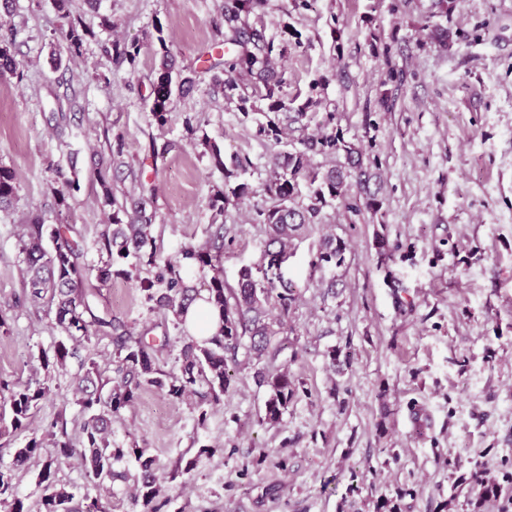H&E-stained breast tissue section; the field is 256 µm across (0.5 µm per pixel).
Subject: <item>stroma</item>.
Wrapping results in <instances>:
<instances>
[{"instance_id": "35a3bbf8", "label": "stroma", "mask_w": 512, "mask_h": 512, "mask_svg": "<svg viewBox=\"0 0 512 512\" xmlns=\"http://www.w3.org/2000/svg\"><path fill=\"white\" fill-rule=\"evenodd\" d=\"M437 3L266 0L249 22L287 46L276 60L281 94L315 99L316 120L269 114L263 100L239 112L205 77L176 98L162 129L150 118L159 56L170 51L197 71L216 50L232 57L224 0H70L90 30L74 57L52 0H15L0 12L24 75L0 78V167L17 186L0 210V379L29 378L39 347L55 338L46 306L22 293V224L39 215L76 225L86 263L98 261L94 239L112 209L94 153L112 156L106 179L117 198L156 210L154 234L170 258L205 241L209 198L224 185L202 138L247 159L253 192L231 201L225 218L221 268L233 286L265 250L258 211L278 147L259 126L276 119L296 146L331 112L337 133L377 159L382 205L374 214L325 208L322 224L294 243L288 275L300 296L281 360L302 383L298 397L279 423L265 422V390L243 360L205 429L193 401L147 390L113 419L112 441L157 457L167 512H376L399 489L402 512H470L472 469L497 479L512 469V0H454L446 14ZM109 42L138 44V63L108 59ZM188 116L196 134L184 128ZM166 140L173 149L153 156ZM58 167L80 184L64 208L53 195ZM381 233L397 246L385 258L374 246ZM326 234L347 249L343 263L318 267ZM93 304L135 333L163 336V314L143 307L132 282L112 279ZM76 371L72 361L57 375L36 430L62 413L78 435ZM203 445L217 451L198 475L171 478L177 457Z\"/></svg>"}]
</instances>
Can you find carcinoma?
<instances>
[{
	"instance_id": "obj_1",
	"label": "carcinoma",
	"mask_w": 512,
	"mask_h": 512,
	"mask_svg": "<svg viewBox=\"0 0 512 512\" xmlns=\"http://www.w3.org/2000/svg\"><path fill=\"white\" fill-rule=\"evenodd\" d=\"M53 3L65 20L62 33L67 53L81 55L87 29L77 28L68 9L69 0ZM263 5L264 0H229L224 4V25L230 32L227 43L238 47L228 60L214 62L199 72H188L176 67L169 51H164L153 82L150 107L151 118L158 127L168 123L175 93L193 90L202 73L211 74L212 88L225 98L237 99L242 112L254 111L256 106L250 97L238 92L235 74L262 84L265 94L261 99L270 101L269 110H288V102L278 96L280 81L274 70V44L249 25L250 16ZM10 45L12 40L0 34V76L9 74L21 81L23 75L17 72ZM103 51L110 58L133 65L140 46L113 42L104 46ZM202 145L213 166L224 172V189L209 201L210 231L205 242L182 247L175 261L163 256L153 235L155 213L147 212L143 205L128 212L109 188L106 171L101 168L97 172L104 204L112 207V217L111 223L102 225L97 235L96 279L101 285L115 277L134 282L148 311L171 317L172 330H164L160 345L147 341L142 334H134L119 318L101 316L95 311L89 301V268L78 242L80 232L74 226L46 224L38 216L23 225L20 254L26 267L24 299L46 303L53 313L51 328L59 338L50 347L38 350L43 377L0 382V437L29 429L40 401L51 390L54 375L66 369L69 359L80 357L81 350L89 349L92 340L110 339L112 375H107V369L101 368L91 356L81 361L75 392V404L83 418L78 441H73L67 420L60 415L44 433H32L24 446L14 449L9 461L0 457V512H110L109 501L103 497L112 496L115 482L129 480L134 486L132 504L140 512H165L168 500L157 484V459L145 448L113 447L112 417L132 405L143 390L153 388L177 401L195 398L197 428H205L208 409L223 403L231 388V366L237 364L241 349L255 361L254 378L266 389L264 420L280 421L296 399L299 382L287 366L279 363V357L288 340V314L298 298L297 288L288 277L286 266L275 268L270 264L260 277L245 269L236 286L224 283L216 263L224 254L225 205L232 198H247L252 190L241 179L246 165L239 156L222 155L220 148L207 139L202 140ZM340 152L344 162L325 170L310 164L313 155ZM372 177L363 151L344 141L334 127L301 142L299 148L279 151L274 169L263 185L270 204L259 212L268 236L265 255L274 253L284 263L288 262L294 241L322 223L324 207L337 200L354 213L377 211L380 200L370 191ZM57 180L60 187L54 192L58 202L64 204L70 192L79 187L78 178H68L59 171ZM15 194L14 175L0 167V206ZM346 249L343 240L324 238L314 266L332 260L341 263ZM185 259L214 271L206 285L208 302L222 312L223 328L201 343L187 334L180 319V312L200 292L182 273ZM177 345L180 349L174 358L176 369L168 370L170 347ZM215 452L217 449L204 445L192 457L180 455L171 479L194 476L201 458ZM74 457L82 467L87 485L100 495L91 498L59 480L62 464ZM127 461L134 463L135 474L117 469V465ZM34 465L39 467L36 484L42 493L31 508L19 497L17 477ZM470 482L477 489L475 498L468 502L471 512H480L489 500L512 501V474L506 473L497 481L475 470Z\"/></svg>"
}]
</instances>
